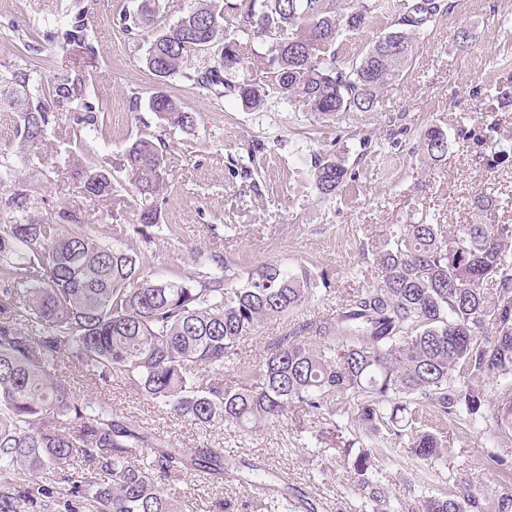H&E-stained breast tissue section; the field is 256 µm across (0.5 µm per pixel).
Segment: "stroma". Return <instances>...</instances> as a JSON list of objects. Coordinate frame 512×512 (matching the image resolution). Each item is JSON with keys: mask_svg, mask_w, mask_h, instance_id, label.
I'll list each match as a JSON object with an SVG mask.
<instances>
[{"mask_svg": "<svg viewBox=\"0 0 512 512\" xmlns=\"http://www.w3.org/2000/svg\"><path fill=\"white\" fill-rule=\"evenodd\" d=\"M364 27L336 44L338 62L361 56L380 32L405 13L412 0H375ZM447 14L422 35L404 78L383 90L370 112H349L336 120L303 111L298 103L270 96L267 110L244 108L239 98L219 96L182 76L158 80L146 67L147 31H127L121 19L136 0H0V76L34 71L33 96L48 93L57 76L81 79L85 99L104 113L102 130L73 138L71 118H62L45 145L31 151L20 144L15 116L0 112V164L20 184L38 185L42 199L30 214L41 220L61 213L92 224L99 236L141 246L132 210L113 216L111 201L90 202L62 168L69 152L91 157L98 167L118 172L124 152L145 136L161 147L169 187L161 205V231L153 244L149 273L180 279L195 274L206 256L223 255L231 275L246 278L266 263L305 268L326 276L288 317L265 322L242 346L245 366L258 364L271 338L290 324L330 313L354 289L378 280L376 257L390 228L421 215L444 226L479 222L512 224V205L494 216L475 214L476 195L512 198V159L490 165L489 127L512 135V102L498 98L512 90V0H446ZM82 17L88 49L62 51L57 33ZM468 28V48L453 32ZM158 92L174 96L193 113V127H170L148 107ZM448 129V154L424 158L419 137L426 126ZM331 152L349 170L336 194L321 197L310 174L313 154ZM77 394L111 405L146 430L171 438L178 447L208 445L224 451L227 463L256 462L267 477L286 485L288 502L306 501L317 512H362L365 500L347 480L343 464H331L332 450L350 438L347 419L312 443L321 420L291 413L253 433L201 427L173 417L165 407L115 382L101 385L69 365L56 370ZM446 464H426L403 450L377 457L376 478L387 495L413 504L424 494L455 497L451 474L463 469L474 492L496 498L512 494V477L492 455L512 459V438L486 424H448ZM188 512H212L213 501L246 500L250 486L190 476L179 486Z\"/></svg>", "mask_w": 512, "mask_h": 512, "instance_id": "obj_1", "label": "stroma"}]
</instances>
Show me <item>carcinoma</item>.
Masks as SVG:
<instances>
[{"instance_id":"cac0c4a2","label":"carcinoma","mask_w":512,"mask_h":512,"mask_svg":"<svg viewBox=\"0 0 512 512\" xmlns=\"http://www.w3.org/2000/svg\"><path fill=\"white\" fill-rule=\"evenodd\" d=\"M434 2L416 0L397 28L339 66L336 43L371 13L364 0H249L243 38L229 40L216 0H198L177 23L159 28L146 66L165 79L180 74L186 59L215 49L212 63L185 78L262 111L270 99L266 85L236 83L231 74L249 64V40L271 32L266 67L281 97L328 119L369 112L381 91L408 72L420 31L447 12ZM125 20L134 28L155 26L156 0H141ZM61 45L87 47L83 25L65 30ZM32 80V72L17 71L11 90L0 94V112L15 114L27 147L46 141L58 120L54 106L73 114L75 137L96 129L99 115L84 102L83 89L62 81L49 99H36ZM149 107L174 127L194 125L193 113L168 94L153 95ZM489 140L493 158L512 156V138ZM420 146L441 161L448 130L430 125ZM65 165L93 201L124 203L121 190L130 185L136 232L146 244L155 242L167 167L152 140L130 143L122 178L77 153ZM311 167L323 196L347 179L334 154L314 155ZM39 196L33 185L16 190L8 206L20 216L0 224V470L14 475L12 487L0 490V512L50 508L54 490L40 483L46 472L69 485L66 512H186L187 502L168 486L197 472L216 482L234 477L223 449L178 448L120 419L106 403L76 397L56 376L65 361L96 382H125L193 424L240 432H256L293 408L334 416L338 400L353 399L363 436L381 437L426 464L446 459L447 446L422 420L425 413L441 423L489 422L512 435V224H459L450 235L425 216L395 225L381 251L379 284L271 339L263 360L232 385L224 370L240 362L244 342L313 294L308 270L266 263L235 285L229 262L214 254L208 273L154 279L147 272L150 248L105 241L76 218H27ZM204 371L213 378L200 379ZM383 452L358 436L341 448L350 481L368 495L373 512H404L374 479ZM246 484L273 500L287 498L259 475ZM415 512H512V494L486 505L466 487L457 498L425 495Z\"/></svg>"}]
</instances>
